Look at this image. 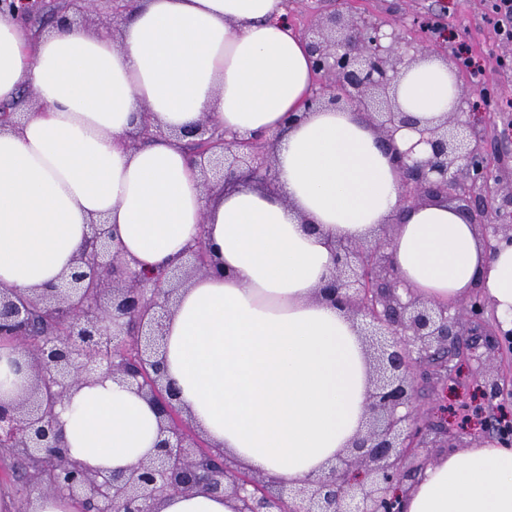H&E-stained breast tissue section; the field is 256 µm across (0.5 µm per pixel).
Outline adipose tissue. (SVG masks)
<instances>
[{
    "mask_svg": "<svg viewBox=\"0 0 512 512\" xmlns=\"http://www.w3.org/2000/svg\"><path fill=\"white\" fill-rule=\"evenodd\" d=\"M313 88L285 0H129L115 35L59 24L39 36L0 13V108L35 95L19 129H0V288L57 284L99 218L119 261L148 273L205 237L220 271L182 289L159 359L216 449L286 484L347 448L366 411L362 338L318 295L334 243L395 223L403 287L445 304L479 289L512 317V246L488 255L453 204L402 206L374 129L350 105L305 112ZM398 94L430 119L450 111L454 78L431 57L404 70ZM143 111L170 129L207 117L230 133L277 138L274 189L205 195L184 142H123ZM292 114L300 122L289 124ZM56 413L70 457L103 474L136 465L157 440L155 407L109 378L74 387ZM404 510L512 512V448L447 452Z\"/></svg>",
    "mask_w": 512,
    "mask_h": 512,
    "instance_id": "1",
    "label": "adipose tissue"
}]
</instances>
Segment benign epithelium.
<instances>
[{"label": "benign epithelium", "mask_w": 512, "mask_h": 512, "mask_svg": "<svg viewBox=\"0 0 512 512\" xmlns=\"http://www.w3.org/2000/svg\"><path fill=\"white\" fill-rule=\"evenodd\" d=\"M24 5L27 17L41 13L45 0H0V11ZM100 0H64L57 22L97 15ZM413 27L422 37L405 39L399 24L351 9L337 0L334 11L303 33L312 56L315 84L305 111L352 104L394 145L403 130L420 135L427 150L419 158L397 153L402 201L408 205L441 198L458 203L470 224L491 230L485 239L493 254L512 243V182L502 178L504 155L488 148L480 127L492 112H467L474 89L457 84L448 116L424 126L397 99V78L418 57L439 50L446 35L441 19L418 15ZM469 113L467 121L457 115ZM166 132L141 113L124 134L131 146ZM188 139L201 171L205 193L229 192L241 184L272 185L274 145L253 138H228L204 118L174 134ZM92 233L59 287L20 294L0 289V338L17 341L33 372L30 392L12 405L0 404V447L29 464L28 481L76 498L86 512H153L170 494L204 491L230 497L236 512H402L399 496L420 468L410 463L427 447H447L448 429L422 420L414 398L415 371L459 353L462 320L480 321L488 303L483 294L452 314L449 306L402 296L388 253L389 241H339L336 267L319 295L359 321L370 360V390L363 429L335 461L302 483L284 487L270 477L245 472L228 457L199 444L184 418L175 388L160 372L164 322L180 288L211 268L203 239L185 263L154 277L117 261L119 245L103 221ZM105 373L131 387L156 407L159 437L152 458L108 475L84 468L62 448L56 407L69 390ZM483 398L494 404L504 394L501 377L479 374ZM486 427L512 444V420L498 416Z\"/></svg>", "instance_id": "obj_1"}]
</instances>
